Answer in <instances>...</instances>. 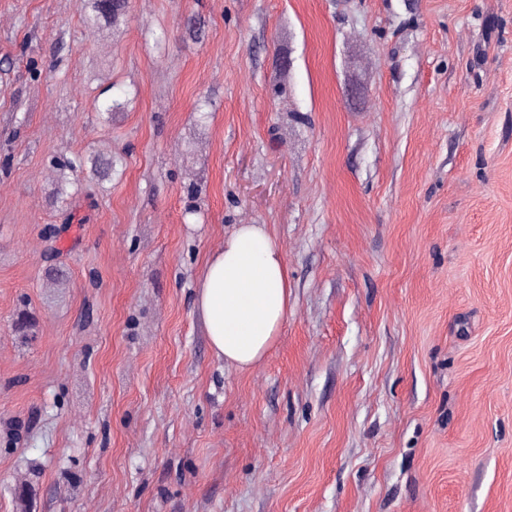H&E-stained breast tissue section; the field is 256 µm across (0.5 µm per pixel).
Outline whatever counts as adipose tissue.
Listing matches in <instances>:
<instances>
[{
  "mask_svg": "<svg viewBox=\"0 0 512 512\" xmlns=\"http://www.w3.org/2000/svg\"><path fill=\"white\" fill-rule=\"evenodd\" d=\"M290 295L278 240L266 225H238L210 256L196 296L216 355L237 370L258 363L288 315Z\"/></svg>",
  "mask_w": 512,
  "mask_h": 512,
  "instance_id": "adipose-tissue-1",
  "label": "adipose tissue"
}]
</instances>
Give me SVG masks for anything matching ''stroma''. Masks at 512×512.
Segmentation results:
<instances>
[{
	"label": "stroma",
	"mask_w": 512,
	"mask_h": 512,
	"mask_svg": "<svg viewBox=\"0 0 512 512\" xmlns=\"http://www.w3.org/2000/svg\"><path fill=\"white\" fill-rule=\"evenodd\" d=\"M86 9L0 0V512H512V0ZM238 224L291 288L243 373ZM88 0V12L84 18V24L87 28L100 29L106 23H113L119 13H105L101 10L100 4L103 8L107 7L111 0ZM63 171L64 182L66 183L67 176L65 171L76 172V171H88L93 176L105 179L109 177L112 172V159L104 161L96 157H89L83 155H75L74 158L68 159L61 165ZM288 266L264 224H238L212 254L196 296L210 345L247 370L267 353L290 309Z\"/></svg>",
	"instance_id": "stroma-1"
}]
</instances>
